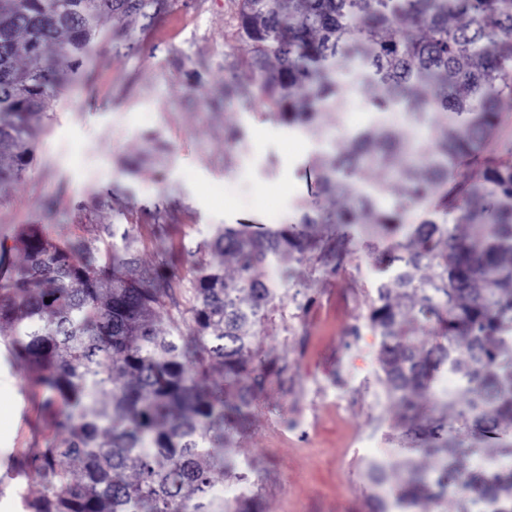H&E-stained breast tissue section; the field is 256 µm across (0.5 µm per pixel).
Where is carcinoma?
<instances>
[{
    "mask_svg": "<svg viewBox=\"0 0 512 512\" xmlns=\"http://www.w3.org/2000/svg\"><path fill=\"white\" fill-rule=\"evenodd\" d=\"M162 4L0 0V192L32 164L41 114L70 82L50 47L78 66L103 19L145 18ZM417 25L424 37L405 35ZM237 28L251 60L224 98L327 143L311 168L320 192L344 205L314 201L299 223L262 235L218 227L210 258L190 269L183 310L175 266L133 275L136 224L78 239L23 231L24 263L0 284V342L67 404L66 437L13 460L0 492L34 463L41 488L24 497L27 512H252L245 499L214 496L211 472L240 477L228 429L243 425L268 374L253 342L282 297L258 270L307 259L321 248L318 224L388 232L435 199L451 221L410 225L368 321L385 394L436 462L369 464L373 512H512V147L505 159L486 155L512 98V0H237ZM347 70L372 108L371 123L351 131L341 124ZM327 113L332 127L321 123ZM397 114L425 134L400 136ZM477 158L479 179L450 184ZM228 257L236 277L224 274ZM170 307L201 344L175 320L158 322ZM214 362L236 390L231 404L200 383ZM445 373L457 384L439 390ZM420 395L439 414L430 424L417 419Z\"/></svg>",
    "mask_w": 512,
    "mask_h": 512,
    "instance_id": "obj_1",
    "label": "carcinoma"
}]
</instances>
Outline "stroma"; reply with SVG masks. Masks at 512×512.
<instances>
[{
  "label": "stroma",
  "mask_w": 512,
  "mask_h": 512,
  "mask_svg": "<svg viewBox=\"0 0 512 512\" xmlns=\"http://www.w3.org/2000/svg\"><path fill=\"white\" fill-rule=\"evenodd\" d=\"M236 12V0H167L151 19L106 20L76 80L42 114L32 166L0 196L1 276L21 262L14 238L28 224L54 239L87 238L102 224L171 225L169 236L146 237L141 273L172 250L189 270L220 225L260 234L298 222L314 198L309 160L320 146L257 105L225 101L250 57ZM228 127L247 151L228 149ZM315 233L343 240L341 251L261 272L283 293L253 343L271 373L230 451L261 512H370L368 464L382 448L402 455L403 410L384 394L367 321L386 276L377 258L398 236L332 224ZM0 381L19 410L0 446L1 475L59 431L46 391L1 346Z\"/></svg>",
  "instance_id": "1"
}]
</instances>
